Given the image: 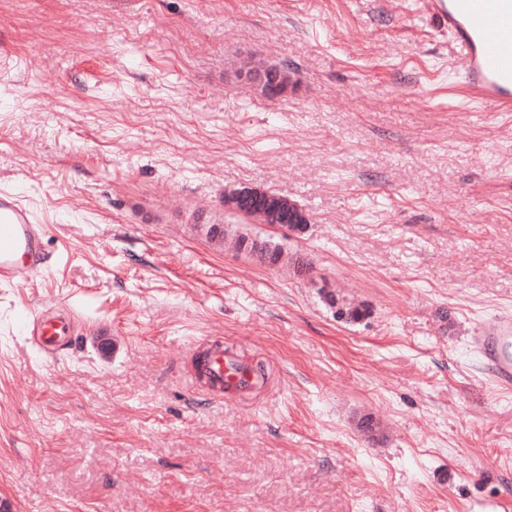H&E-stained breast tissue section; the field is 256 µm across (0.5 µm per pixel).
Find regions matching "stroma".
<instances>
[{
    "label": "stroma",
    "instance_id": "obj_1",
    "mask_svg": "<svg viewBox=\"0 0 512 512\" xmlns=\"http://www.w3.org/2000/svg\"><path fill=\"white\" fill-rule=\"evenodd\" d=\"M242 187L309 224L226 209ZM0 189L52 255L0 286L16 512L512 503V389L470 345L512 311V112L472 98L416 0H0ZM44 305L83 323L54 357L20 332ZM200 341L263 385L193 387ZM269 66H252L247 70L241 71L248 79L257 81L263 91L270 97H277L284 91L282 90L284 85L288 83L287 75L282 71V67L276 66L278 73L276 72H265ZM252 69V71H250ZM262 198L266 200V221L263 217L258 215L257 209L251 204L242 205L239 210L263 224H284V226L292 229H301L304 224L309 223L306 212L296 202L288 199L287 204L285 202V199L287 198L271 194L270 192L260 188L244 187L242 189L228 191L224 194V205L234 211H239L238 204L240 202ZM287 220H290V224H286Z\"/></svg>",
    "mask_w": 512,
    "mask_h": 512
}]
</instances>
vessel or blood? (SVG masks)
<instances>
[{
	"instance_id": "vessel-or-blood-1",
	"label": "vessel or blood",
	"mask_w": 512,
	"mask_h": 512,
	"mask_svg": "<svg viewBox=\"0 0 512 512\" xmlns=\"http://www.w3.org/2000/svg\"><path fill=\"white\" fill-rule=\"evenodd\" d=\"M425 6L453 35L460 50L465 83L477 100L512 110V0H425ZM46 231L34 211L12 191L0 190V285L13 284L20 272L48 266ZM76 331L71 311L33 310L23 332L31 348L53 356ZM472 346L496 382L512 387V313L480 322ZM197 374L217 392L258 385L252 368L211 346L197 356Z\"/></svg>"
}]
</instances>
